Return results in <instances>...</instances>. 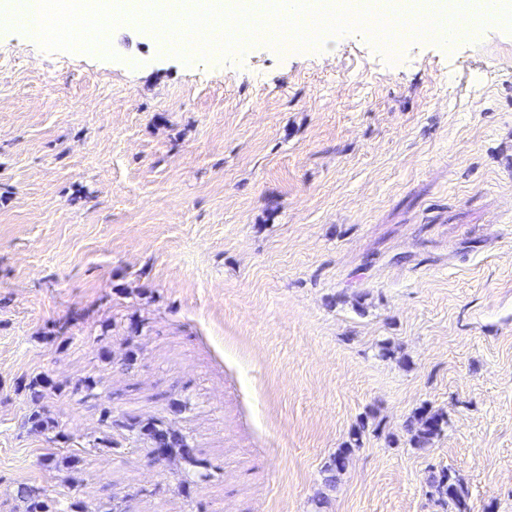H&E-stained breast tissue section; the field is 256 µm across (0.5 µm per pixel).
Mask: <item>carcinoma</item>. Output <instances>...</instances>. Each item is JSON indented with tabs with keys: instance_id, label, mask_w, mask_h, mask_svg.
Instances as JSON below:
<instances>
[{
	"instance_id": "obj_1",
	"label": "carcinoma",
	"mask_w": 512,
	"mask_h": 512,
	"mask_svg": "<svg viewBox=\"0 0 512 512\" xmlns=\"http://www.w3.org/2000/svg\"><path fill=\"white\" fill-rule=\"evenodd\" d=\"M96 388L97 381L90 376L78 381L68 390L56 385L45 375L34 376L24 381L23 390L32 403V410L25 420V426L29 432L43 435L51 443L67 442L68 436L59 430L58 422L43 406L42 401L51 395L61 396L65 392L71 396L80 395L87 398L94 395ZM100 421L105 428V435L101 438L104 446L119 448V442L114 439L113 432L127 431L147 443L151 457L183 466L184 475L179 479L177 490L186 498L192 495L195 479L208 477L214 469L209 460L197 455L187 435L172 420L142 419L135 416L116 417L112 415L111 408L105 407L101 411ZM447 424L443 413L423 409L406 421L405 430L409 435V443L417 449H424L441 434ZM349 453L351 448H341L330 459L324 469L323 481L326 487H335L337 475L344 469ZM425 484L430 499L448 512H469L468 491L449 470L429 467L425 475ZM18 493L24 503L25 512H58L55 501L39 486L22 483Z\"/></svg>"
}]
</instances>
